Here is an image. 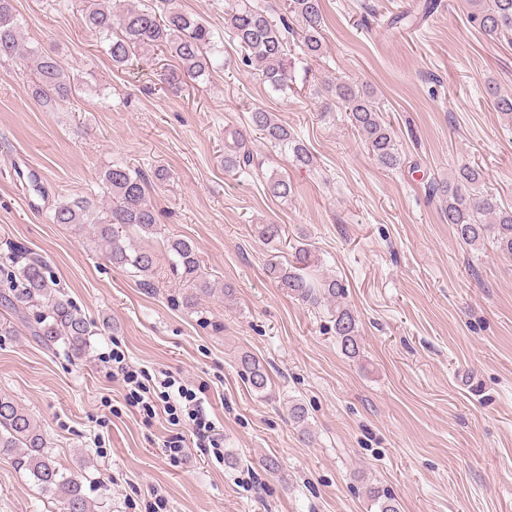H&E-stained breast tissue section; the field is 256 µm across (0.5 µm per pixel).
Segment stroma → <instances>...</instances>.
Masks as SVG:
<instances>
[{"label":"stroma","mask_w":512,"mask_h":512,"mask_svg":"<svg viewBox=\"0 0 512 512\" xmlns=\"http://www.w3.org/2000/svg\"><path fill=\"white\" fill-rule=\"evenodd\" d=\"M422 0H324L326 51L298 62L294 88L271 91L236 64L224 38V0H178L220 36L229 65L165 82L170 54L138 52L113 67L82 23L91 0H14L26 49L0 62V293L17 244L39 257L96 333L81 356L31 336L30 321L0 307V392L29 410L60 467L83 471L93 512H145L153 490L169 512H376L369 490L394 495L399 512H512V256L460 243L428 186L462 165L512 208V119L487 89L512 93V43L467 22L468 0H437L415 28L379 21ZM55 59L72 94L49 109L32 94L34 57ZM370 85L405 159L379 168L343 111L322 120V80ZM260 107L288 123L314 156L308 167L250 137L262 162L251 174L224 170V131L244 128ZM166 181L151 188L157 234L124 229L153 251L151 287L113 267L104 248L50 220L56 203L104 200L114 159ZM291 181L288 200L266 178ZM38 179L43 194L30 187ZM280 225L278 240L258 227ZM189 239L217 291L198 297L174 277L167 243ZM311 244L314 273L346 287L360 356L348 358L326 307L291 298L267 271L297 243ZM231 285L232 299L219 289ZM119 346L149 372L165 370L201 391L224 435V459L189 447L163 452L177 434L165 415L130 407L100 353ZM263 362L270 382L254 391L240 358ZM306 407L305 427L288 406ZM276 461L268 472L263 459ZM34 480L0 460V512H52Z\"/></svg>","instance_id":"stroma-1"}]
</instances>
